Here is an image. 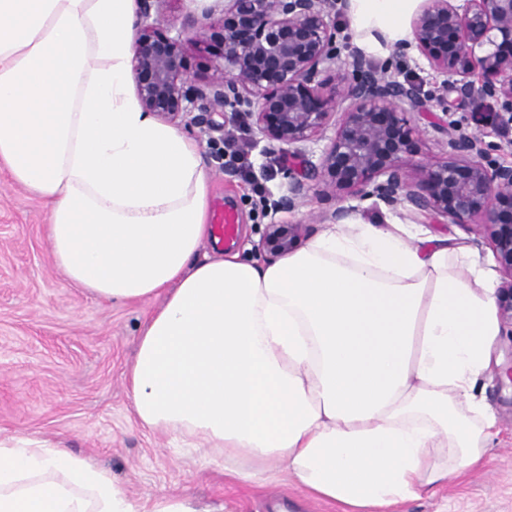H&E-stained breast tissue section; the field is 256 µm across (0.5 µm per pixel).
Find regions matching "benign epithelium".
<instances>
[{
	"instance_id": "1",
	"label": "benign epithelium",
	"mask_w": 512,
	"mask_h": 512,
	"mask_svg": "<svg viewBox=\"0 0 512 512\" xmlns=\"http://www.w3.org/2000/svg\"><path fill=\"white\" fill-rule=\"evenodd\" d=\"M132 76L144 111L213 135L233 132L226 113L242 119L296 163H280L287 182L276 206L294 212L309 193L373 201L409 217L432 215L448 224H478L503 276L497 292L500 320L512 329V164H492L485 132L466 131L456 113L493 104L497 126L512 127V0H421L411 21L412 41L392 47L401 58L414 47L439 82L424 91L399 81L392 62L375 64L361 50L341 56L336 17L348 0H225L223 63L199 83L183 68L184 43L147 23L170 0H138ZM208 15L189 24L197 45L207 41ZM434 128L452 153L435 162L415 154L420 130L410 112L433 113ZM340 116L319 163L303 159L305 145ZM354 207L312 212L308 220L338 224ZM306 224L267 225L261 249L292 252Z\"/></svg>"
}]
</instances>
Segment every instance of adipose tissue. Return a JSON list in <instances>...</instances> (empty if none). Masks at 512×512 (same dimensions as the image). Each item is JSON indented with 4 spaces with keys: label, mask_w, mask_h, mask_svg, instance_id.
<instances>
[{
    "label": "adipose tissue",
    "mask_w": 512,
    "mask_h": 512,
    "mask_svg": "<svg viewBox=\"0 0 512 512\" xmlns=\"http://www.w3.org/2000/svg\"><path fill=\"white\" fill-rule=\"evenodd\" d=\"M414 2L348 0L349 28L402 41ZM139 21L137 0H0V168L47 203L71 285L160 302L128 376L138 421L219 450L239 483L286 476L343 512H402L484 466L491 270L359 219L262 263L201 255L208 170L132 90ZM0 512L139 510L108 469L0 434Z\"/></svg>",
    "instance_id": "obj_1"
}]
</instances>
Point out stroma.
Returning a JSON list of instances; mask_svg holds the SVG:
<instances>
[{
	"label": "stroma",
	"instance_id": "obj_1",
	"mask_svg": "<svg viewBox=\"0 0 512 512\" xmlns=\"http://www.w3.org/2000/svg\"><path fill=\"white\" fill-rule=\"evenodd\" d=\"M223 10L224 0H170L162 18L171 36L207 9ZM196 138L211 175V206L232 211L236 231L224 243L207 239L204 253L238 252L255 261L267 224H307L308 235L320 227L308 224L309 211H331L332 195L310 197L293 213H272L282 177L270 167L264 142H255V176L264 179L266 194L253 181L222 171L206 137ZM49 208L0 170V433L49 439L112 472L113 480L138 506L162 497H189L223 512H268L277 499L299 502L300 512H339L338 506L308 498L290 479L262 487L242 485L224 473L218 451L190 455L178 448L164 429L139 425L131 406L127 373L140 333L156 301L112 303L68 284L53 261L44 234ZM357 216L382 227L397 223L411 238L448 237L475 251L481 259L494 254L481 226L462 228L429 217L410 218L404 210L374 208L361 202ZM512 362V339L499 336L489 370L479 379L476 395L496 419L486 465L422 498L407 512H512V382L501 371Z\"/></svg>",
	"mask_w": 512,
	"mask_h": 512
}]
</instances>
